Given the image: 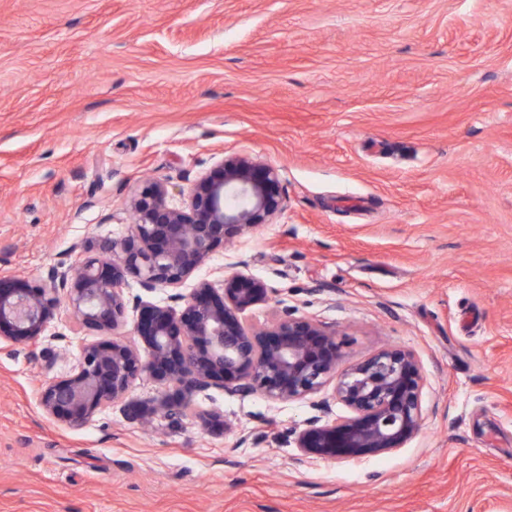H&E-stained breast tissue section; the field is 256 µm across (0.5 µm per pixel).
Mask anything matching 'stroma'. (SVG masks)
I'll use <instances>...</instances> for the list:
<instances>
[{"label": "stroma", "instance_id": "35a3bbf8", "mask_svg": "<svg viewBox=\"0 0 512 512\" xmlns=\"http://www.w3.org/2000/svg\"><path fill=\"white\" fill-rule=\"evenodd\" d=\"M237 153L285 209L201 276L245 262L344 364L413 351L420 434L302 463L310 401L213 386L144 428L146 375L69 427L40 405L92 340L63 303L43 345L0 349V512H512V0H0V276L74 265L146 179Z\"/></svg>", "mask_w": 512, "mask_h": 512}]
</instances>
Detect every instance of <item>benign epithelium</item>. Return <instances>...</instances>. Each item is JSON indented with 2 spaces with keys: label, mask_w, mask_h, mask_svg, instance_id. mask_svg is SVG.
I'll use <instances>...</instances> for the list:
<instances>
[{
  "label": "benign epithelium",
  "mask_w": 512,
  "mask_h": 512,
  "mask_svg": "<svg viewBox=\"0 0 512 512\" xmlns=\"http://www.w3.org/2000/svg\"><path fill=\"white\" fill-rule=\"evenodd\" d=\"M181 195L177 201L166 182L150 181L129 202L133 225L126 237L103 242L75 266L50 267L40 282L0 278V347L39 342L63 298L82 327L108 336L81 346L74 370L44 383L45 414L82 427L148 374L166 391L152 403L127 406L133 422L157 414L176 419L197 393L220 386L280 402L321 396L319 415L295 433L305 458L347 462L396 452L413 440L423 426L425 388L415 353L388 347L341 370L336 331L273 298L267 282L244 269L224 275L220 290L201 279L189 293L179 292L218 246L276 223L285 208L279 169L235 154ZM130 276L147 292L174 290L170 299L184 305L179 313L136 300L134 335L150 349L145 361L119 334ZM270 302L267 325H245L246 311ZM336 401L347 415L331 416Z\"/></svg>",
  "instance_id": "obj_1"
}]
</instances>
